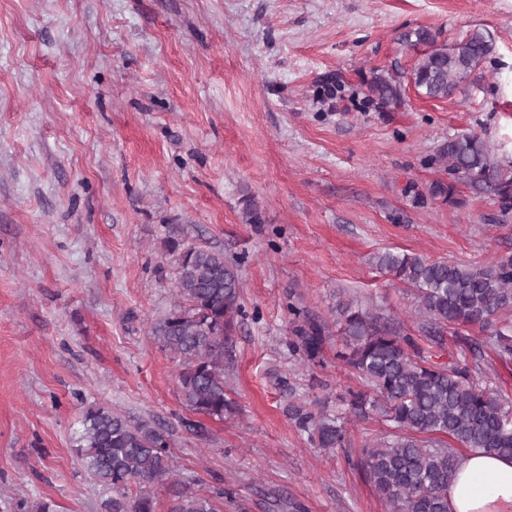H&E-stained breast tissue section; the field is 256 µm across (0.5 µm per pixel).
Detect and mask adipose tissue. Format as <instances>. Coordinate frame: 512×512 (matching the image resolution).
<instances>
[{"label":"adipose tissue","mask_w":512,"mask_h":512,"mask_svg":"<svg viewBox=\"0 0 512 512\" xmlns=\"http://www.w3.org/2000/svg\"><path fill=\"white\" fill-rule=\"evenodd\" d=\"M448 512H512V457L462 454L448 485Z\"/></svg>","instance_id":"1"}]
</instances>
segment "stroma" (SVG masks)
I'll return each instance as SVG.
<instances>
[{"label": "stroma", "mask_w": 512, "mask_h": 512, "mask_svg": "<svg viewBox=\"0 0 512 512\" xmlns=\"http://www.w3.org/2000/svg\"><path fill=\"white\" fill-rule=\"evenodd\" d=\"M422 27L484 30L495 60L450 98L367 104L363 78L410 73L401 36ZM470 131L512 162V0H0V512H102L74 452L95 404L160 423L192 488L228 489L223 512H387L356 467L384 424L331 453L286 416L354 383L289 353L288 302L330 321L349 296L414 331L374 254H512L493 193L428 195L448 178L432 156ZM173 240L236 262L247 312L236 411L201 433L151 334L177 300Z\"/></svg>", "instance_id": "1"}]
</instances>
